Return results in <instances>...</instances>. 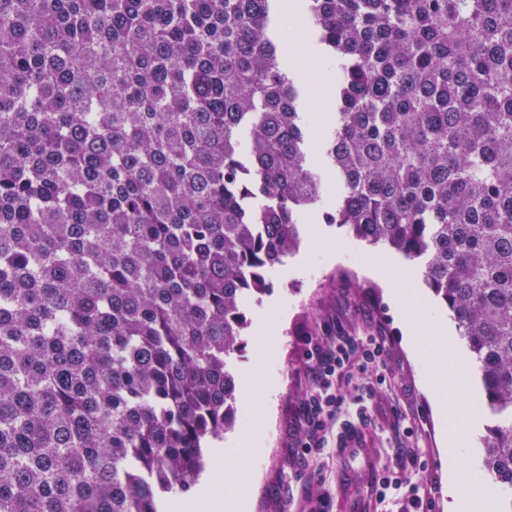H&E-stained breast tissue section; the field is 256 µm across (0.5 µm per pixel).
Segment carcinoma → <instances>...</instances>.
Here are the masks:
<instances>
[{
    "instance_id": "1",
    "label": "carcinoma",
    "mask_w": 512,
    "mask_h": 512,
    "mask_svg": "<svg viewBox=\"0 0 512 512\" xmlns=\"http://www.w3.org/2000/svg\"><path fill=\"white\" fill-rule=\"evenodd\" d=\"M329 224L422 261L512 512V0H303ZM278 0H0V512H162L321 183ZM305 85V96L303 98L302 108L305 113L310 126L308 128L310 138V153L314 170L319 174L321 181L320 200L316 205V212H332L336 209L337 197L339 195V188L336 183L335 174L326 166L321 154V146L326 129L330 126V121L317 127L316 118L321 112L329 114L326 108L323 97L318 100L313 98L309 85L303 80Z\"/></svg>"
}]
</instances>
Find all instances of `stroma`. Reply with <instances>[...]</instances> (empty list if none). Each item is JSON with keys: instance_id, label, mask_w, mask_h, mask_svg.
<instances>
[{"instance_id": "35a3bbf8", "label": "stroma", "mask_w": 512, "mask_h": 512, "mask_svg": "<svg viewBox=\"0 0 512 512\" xmlns=\"http://www.w3.org/2000/svg\"><path fill=\"white\" fill-rule=\"evenodd\" d=\"M302 108L310 123L313 167L321 181L316 210L331 212L336 208L339 188L321 154L325 129L315 124L326 105L308 93ZM298 229L297 249L284 265L269 271V292L248 307L245 348L233 362L239 382L237 420L247 416V403L255 396L259 378L279 385L273 395L272 416L257 435L254 460L241 467L230 459L226 469L255 484L250 512H362L372 498V467L337 446L340 428L361 422L366 444L377 461L390 460L400 446L416 449L428 458L435 467L438 485L433 512H448V460L430 395L426 350L438 334L439 323H447L454 332L456 322L426 285L420 263L360 241L346 228L320 219L301 218ZM386 261L398 264L406 287L417 289L418 302L401 307L387 294L384 280L374 272ZM273 311L284 321L279 340L265 354L253 324ZM339 336L356 343L368 336L383 337L390 382L383 385L376 383L373 375L362 376L360 385L373 386L375 391L367 403L366 416H359L350 402L328 422L323 451L306 455L301 445L308 430L306 412L314 381L305 351L312 344L331 343ZM465 371L468 390L452 398L453 404L476 407L466 451L459 460L463 467L478 465V450L489 422L473 354L465 356ZM409 427L415 431L410 438L404 434Z\"/></svg>"}]
</instances>
